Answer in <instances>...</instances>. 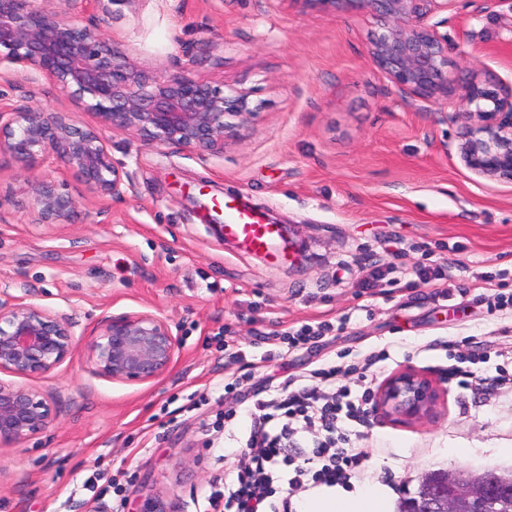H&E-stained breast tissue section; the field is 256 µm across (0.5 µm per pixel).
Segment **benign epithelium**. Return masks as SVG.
<instances>
[{"mask_svg": "<svg viewBox=\"0 0 512 512\" xmlns=\"http://www.w3.org/2000/svg\"><path fill=\"white\" fill-rule=\"evenodd\" d=\"M355 2L368 8L383 32L368 42L372 65L401 98L448 103L457 91L455 117H463L457 151L476 177L512 182V86L476 66L457 79L448 75V36L430 19L454 0H315L324 6ZM36 0H0V65L37 73L94 114L98 125L79 127L69 112L43 106L0 105V152L21 162L48 156L72 170L96 197L126 193L129 175L112 164L100 128L134 133L151 146L174 145L205 158L224 152L230 118L252 115L249 93L224 92L201 83L182 67L164 78L116 59L94 10L104 0H84V21L69 15L67 0L37 7ZM79 202L41 184L33 209L37 224H70ZM79 346L75 322L33 301L28 289L0 291V447L16 448L54 421L49 396L17 382L47 373L72 358ZM182 346L167 318L152 312L107 316L95 330L87 361L94 374L118 384L151 383L173 367ZM440 388L427 374L403 368L373 396L369 413L403 424L434 417ZM455 471H428L406 498L408 512H500L496 473L484 471L465 491Z\"/></svg>", "mask_w": 512, "mask_h": 512, "instance_id": "1", "label": "benign epithelium"}]
</instances>
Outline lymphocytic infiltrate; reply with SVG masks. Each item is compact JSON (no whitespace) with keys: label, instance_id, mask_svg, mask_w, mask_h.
I'll return each mask as SVG.
<instances>
[{"label":"lymphocytic infiltrate","instance_id":"f902f5d3","mask_svg":"<svg viewBox=\"0 0 512 512\" xmlns=\"http://www.w3.org/2000/svg\"><path fill=\"white\" fill-rule=\"evenodd\" d=\"M333 330L322 321L271 336L263 360L316 345ZM378 372L371 354L343 367L269 377L253 395L245 444L232 454L234 478L210 494L207 512H293L289 487H333L361 472L369 455L353 444L350 426L364 424Z\"/></svg>","mask_w":512,"mask_h":512}]
</instances>
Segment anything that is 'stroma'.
<instances>
[{
    "instance_id": "1",
    "label": "stroma",
    "mask_w": 512,
    "mask_h": 512,
    "mask_svg": "<svg viewBox=\"0 0 512 512\" xmlns=\"http://www.w3.org/2000/svg\"><path fill=\"white\" fill-rule=\"evenodd\" d=\"M108 9L102 28L119 56L157 77L191 64L211 87L249 92L255 114L205 160L103 130L130 176L120 199L94 197L53 160L26 167L0 153V288H29L71 315L81 343L31 380L58 419L22 447H0V512H111L112 497L86 487L96 476L123 486L124 512L147 497L159 512H203L230 471L225 449L250 422L231 385L232 353L262 355L267 336L323 320L344 328L262 364L248 387L383 349V376L410 365L444 390L432 421L368 424L356 444L369 463L344 490L382 485L400 498L429 470L512 467V393L461 389L455 357L434 346L452 338L466 354L486 342V376L512 351V313L488 310L472 278L512 270V183L475 177L457 152L459 123L441 121L442 105L402 100L372 66L375 17L302 0H110ZM444 18L450 72L477 64L512 84V0H455ZM0 104L94 122L39 75L0 73ZM41 180L79 201L74 223H33ZM204 195L242 199L283 224L288 261L241 255L202 222ZM375 268L441 270L451 295L383 280L363 293ZM141 311L177 327L172 371L138 385L94 375L85 347L97 324Z\"/></svg>"
}]
</instances>
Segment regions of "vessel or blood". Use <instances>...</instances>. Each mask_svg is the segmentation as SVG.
I'll use <instances>...</instances> for the list:
<instances>
[{
	"label": "vessel or blood",
	"mask_w": 512,
	"mask_h": 512,
	"mask_svg": "<svg viewBox=\"0 0 512 512\" xmlns=\"http://www.w3.org/2000/svg\"><path fill=\"white\" fill-rule=\"evenodd\" d=\"M223 216L222 234L236 241L243 254L261 255L273 262L287 258L288 244L278 225L263 223L251 210L231 203L225 204Z\"/></svg>",
	"instance_id": "b4317fda"
}]
</instances>
